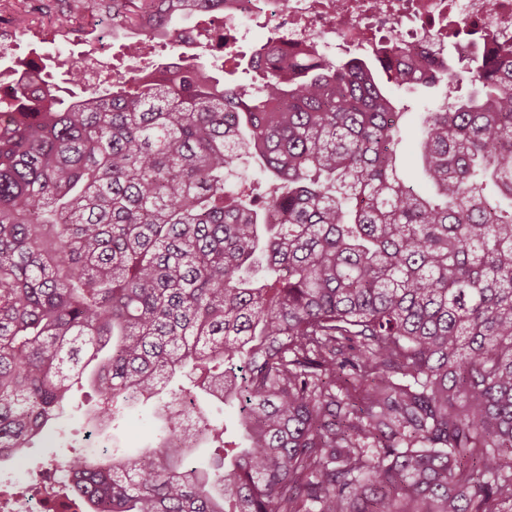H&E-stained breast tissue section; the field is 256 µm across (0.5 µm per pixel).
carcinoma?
Segmentation results:
<instances>
[{
    "label": "carcinoma",
    "instance_id": "obj_1",
    "mask_svg": "<svg viewBox=\"0 0 512 512\" xmlns=\"http://www.w3.org/2000/svg\"><path fill=\"white\" fill-rule=\"evenodd\" d=\"M225 2L55 0L68 31L110 10L125 55L155 40L171 62L107 86L75 65L67 104L37 67L0 94V461L85 380L95 429L166 397L150 446L66 460L87 512H502L512 51L457 70L396 36L342 63L267 41L258 83L226 85L177 36ZM40 11L0 0V24ZM381 69L476 86L424 113L426 191ZM246 163L259 177L227 183Z\"/></svg>",
    "mask_w": 512,
    "mask_h": 512
}]
</instances>
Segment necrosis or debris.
Instances as JSON below:
<instances>
[{"label":"necrosis or debris","instance_id":"1","mask_svg":"<svg viewBox=\"0 0 512 512\" xmlns=\"http://www.w3.org/2000/svg\"><path fill=\"white\" fill-rule=\"evenodd\" d=\"M230 29L262 20L270 36L324 54H374L390 34L477 57L512 45V0H227Z\"/></svg>","mask_w":512,"mask_h":512}]
</instances>
